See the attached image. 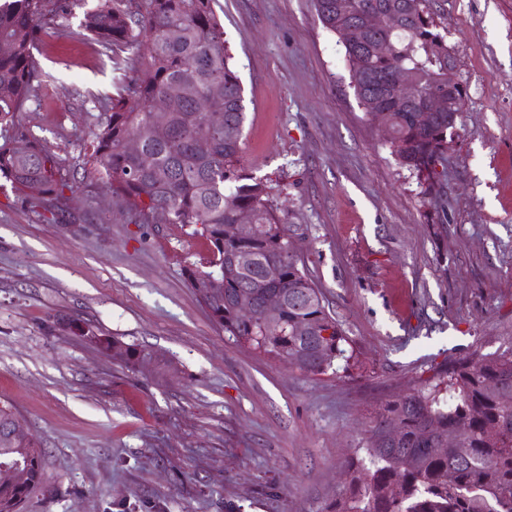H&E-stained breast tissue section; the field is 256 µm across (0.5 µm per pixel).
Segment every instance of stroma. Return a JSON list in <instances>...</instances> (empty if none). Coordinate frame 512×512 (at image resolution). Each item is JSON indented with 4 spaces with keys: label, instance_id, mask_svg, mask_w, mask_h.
I'll return each mask as SVG.
<instances>
[{
    "label": "stroma",
    "instance_id": "obj_1",
    "mask_svg": "<svg viewBox=\"0 0 512 512\" xmlns=\"http://www.w3.org/2000/svg\"><path fill=\"white\" fill-rule=\"evenodd\" d=\"M41 27L14 122L75 179L65 214L0 179V400L44 449L22 512H334L378 408L472 353L512 347V0H433L467 95L440 201L401 167L312 0H213L244 96L243 160L267 178L352 357L309 374L241 344L184 276L191 228L121 215L90 161L93 97L123 73ZM153 351L135 372L60 322Z\"/></svg>",
    "mask_w": 512,
    "mask_h": 512
}]
</instances>
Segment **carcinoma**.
I'll list each match as a JSON object with an SVG mask.
<instances>
[{
	"label": "carcinoma",
	"mask_w": 512,
	"mask_h": 512,
	"mask_svg": "<svg viewBox=\"0 0 512 512\" xmlns=\"http://www.w3.org/2000/svg\"><path fill=\"white\" fill-rule=\"evenodd\" d=\"M391 0H314L330 32L356 25ZM407 16L388 17L363 43L345 49L350 82L361 106L390 105L391 94L361 76L383 80L395 70L416 76V107L392 112L391 153L398 163L432 178L448 149V113L424 124L419 111L448 96L447 35L437 30L429 0H410ZM213 0H96L74 35L93 39L124 71L122 93L98 99L103 111L90 142L99 179L117 205L147 224L157 213L169 224L193 228L211 247L199 266L185 269L190 288L208 278L213 289L201 303L224 332L242 344L313 375L348 360L341 325L295 252L291 229L270 203L267 179L247 171L241 138L243 88L224 46ZM63 0L0 3V177L30 203L55 209L74 186L60 158L14 123L34 96L39 70L33 50L40 26L65 11ZM387 40L380 55L374 43ZM129 56L121 60L117 52ZM207 112L224 114L211 125ZM139 140L148 168L127 150ZM205 140L208 151L197 143ZM26 142V152L16 144ZM246 211L255 229L227 236ZM250 261L241 264L238 257ZM253 294V314L239 315L241 294ZM268 294L281 299L279 324L263 317ZM73 331L133 371L160 365L156 355L91 327ZM448 383L414 390L386 402L366 440L369 465L356 464L334 512H512V347L474 353L447 372ZM21 416L0 404V512H20L30 491L46 480L44 449L33 436L17 440Z\"/></svg>",
	"instance_id": "cac0c4a2"
}]
</instances>
